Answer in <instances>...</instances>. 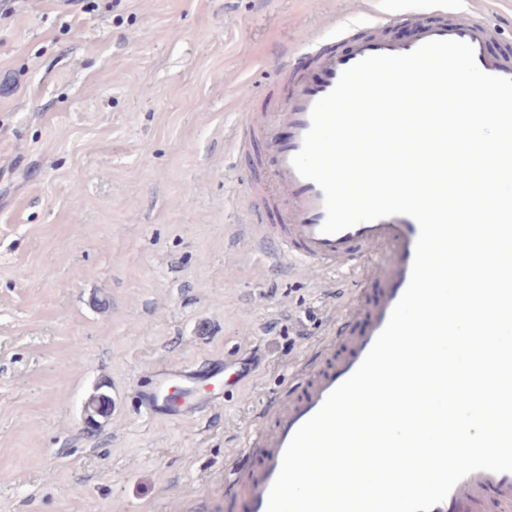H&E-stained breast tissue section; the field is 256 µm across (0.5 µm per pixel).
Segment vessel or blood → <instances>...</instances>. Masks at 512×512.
Wrapping results in <instances>:
<instances>
[{
    "instance_id": "vessel-or-blood-1",
    "label": "vessel or blood",
    "mask_w": 512,
    "mask_h": 512,
    "mask_svg": "<svg viewBox=\"0 0 512 512\" xmlns=\"http://www.w3.org/2000/svg\"><path fill=\"white\" fill-rule=\"evenodd\" d=\"M433 9L441 15L455 11L456 17L420 26L409 42L371 37L355 40L342 53L316 49L311 70L291 71L274 111L251 112L246 117L240 140L261 141L263 159L271 172L270 181L252 186L253 201L243 209L242 221L253 231L254 248L261 250L268 241H277L278 257L294 262L303 273L324 280L347 272L362 288L356 299L337 307L336 333L328 337L315 359L302 367L298 388L271 408L268 423L249 435L243 448L231 453L224 473L227 512L239 502L249 512H267L269 490L286 445L298 427L318 411L325 397L356 370L410 280L419 234L412 217L394 215L333 235L323 233V193L315 182L299 176L291 163L310 128L313 105L332 91L344 70L361 59L406 53L435 39L470 44L481 70L512 78V58L486 50L491 27L482 16L459 5L458 0H433ZM262 208L280 210L279 222L262 223L257 216ZM144 402L151 412L167 416L190 414L205 405L190 387L182 390L181 403L175 408L159 406L151 396ZM431 512H512V473H472Z\"/></svg>"
}]
</instances>
